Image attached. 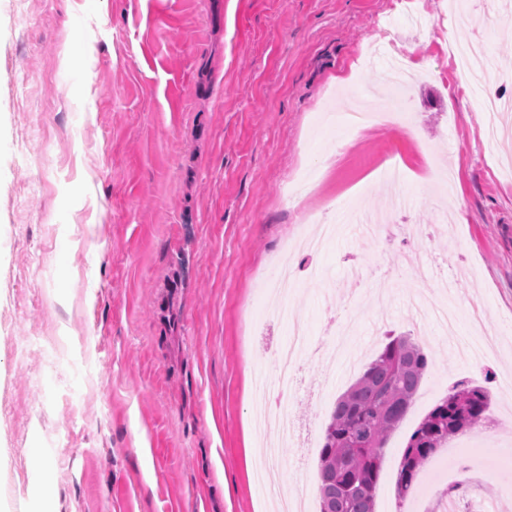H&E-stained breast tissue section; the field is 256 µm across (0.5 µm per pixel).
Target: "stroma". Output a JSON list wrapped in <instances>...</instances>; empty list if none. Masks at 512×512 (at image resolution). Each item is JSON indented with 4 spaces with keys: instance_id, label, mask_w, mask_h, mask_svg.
<instances>
[{
    "instance_id": "stroma-1",
    "label": "stroma",
    "mask_w": 512,
    "mask_h": 512,
    "mask_svg": "<svg viewBox=\"0 0 512 512\" xmlns=\"http://www.w3.org/2000/svg\"><path fill=\"white\" fill-rule=\"evenodd\" d=\"M452 0H0V512H29V448L52 470L54 512H269L257 373L293 331L261 322L284 255L312 216L390 213L380 162L395 148L413 198L391 232L341 225L289 301L311 345L351 320L355 367L315 362L293 411L322 441L338 397L385 333L431 365L388 437L374 512H409L397 460L450 388L512 376V116L490 147L478 92L449 64L455 41L505 74L512 21L451 23ZM427 59L409 124L345 128L340 98H368L378 27ZM446 171L465 223H441L415 175ZM429 261L413 280L400 259ZM368 282L354 288L348 270ZM479 303L496 338L465 365L430 324L435 302ZM317 451L274 463L318 488ZM487 512L512 506V467L471 471Z\"/></svg>"
}]
</instances>
